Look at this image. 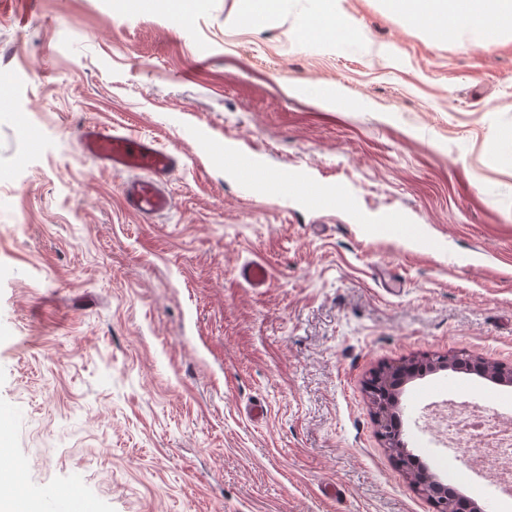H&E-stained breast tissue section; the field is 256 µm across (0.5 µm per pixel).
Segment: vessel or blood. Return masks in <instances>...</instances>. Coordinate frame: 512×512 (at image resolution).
<instances>
[{
	"instance_id": "b4317fda",
	"label": "vessel or blood",
	"mask_w": 512,
	"mask_h": 512,
	"mask_svg": "<svg viewBox=\"0 0 512 512\" xmlns=\"http://www.w3.org/2000/svg\"><path fill=\"white\" fill-rule=\"evenodd\" d=\"M83 146L99 164L114 169L140 172V179L128 183L123 190L127 209L143 217L168 212L173 200L164 185L178 169L179 159L145 137H135L114 127L89 125L81 132ZM224 163L235 170L243 187L263 188L266 192L288 195L294 192L309 198L316 206L332 209L347 195L341 191H323L297 176H286L279 181H265L257 161L244 154H225ZM240 277L253 288L265 287L270 273L262 261L253 260L243 265ZM51 512H96L93 501L74 490L55 492L50 498Z\"/></svg>"
}]
</instances>
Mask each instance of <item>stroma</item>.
<instances>
[{"instance_id":"1","label":"stroma","mask_w":512,"mask_h":512,"mask_svg":"<svg viewBox=\"0 0 512 512\" xmlns=\"http://www.w3.org/2000/svg\"><path fill=\"white\" fill-rule=\"evenodd\" d=\"M315 7L250 28L240 0L185 26L117 0H0V400L35 512L69 486L96 512H434L365 385L459 352L512 367V157L494 145L512 31L435 42L382 0H336L354 35L331 43L301 35ZM89 124L178 154L171 211L125 208L129 175L85 152ZM228 147L349 203L246 190ZM250 260L266 287L240 278ZM441 399L512 415V386L412 379L403 440L432 472L453 457L427 418ZM454 459L458 493L503 512L491 473ZM239 275L252 288L265 287L270 278L268 268L259 260H253L243 265Z\"/></svg>"}]
</instances>
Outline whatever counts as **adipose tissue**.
<instances>
[{
    "instance_id": "obj_1",
    "label": "adipose tissue",
    "mask_w": 512,
    "mask_h": 512,
    "mask_svg": "<svg viewBox=\"0 0 512 512\" xmlns=\"http://www.w3.org/2000/svg\"><path fill=\"white\" fill-rule=\"evenodd\" d=\"M384 5L408 24H424L439 39L468 26L473 17L483 19L492 40L501 28L512 27V0H384Z\"/></svg>"
}]
</instances>
